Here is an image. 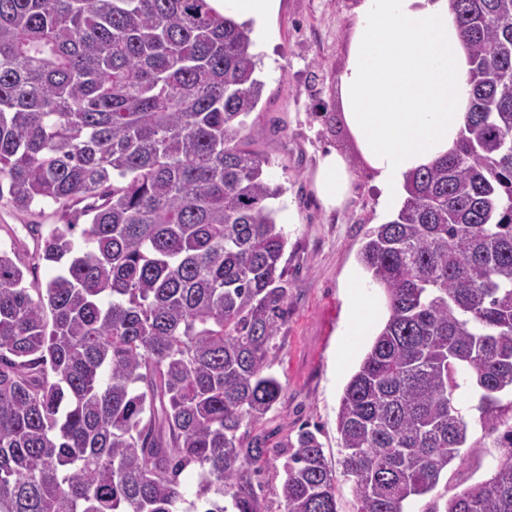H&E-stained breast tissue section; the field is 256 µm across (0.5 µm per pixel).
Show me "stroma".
Segmentation results:
<instances>
[{
	"mask_svg": "<svg viewBox=\"0 0 512 512\" xmlns=\"http://www.w3.org/2000/svg\"><path fill=\"white\" fill-rule=\"evenodd\" d=\"M355 0H281L265 31L269 50L258 56L256 76L264 84L250 129L256 150L270 151L271 174L285 188L278 221L288 238V320L269 355L282 392L278 404L250 435L280 439L303 426L318 428L325 456L337 469L342 457L337 414L343 390L387 318L384 295L370 289L375 316L367 335L350 338L345 322L350 298L345 276L359 264L366 232L381 223L377 191L363 166H356L351 199L329 213L313 190L318 154L333 146L356 157L341 112L336 75L349 41ZM333 113L325 122L324 113ZM54 206L43 214H21L0 203V248L26 239L31 223H56ZM349 357L338 362L341 348Z\"/></svg>",
	"mask_w": 512,
	"mask_h": 512,
	"instance_id": "1",
	"label": "stroma"
}]
</instances>
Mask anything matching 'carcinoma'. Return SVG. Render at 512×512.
I'll return each mask as SVG.
<instances>
[{
	"mask_svg": "<svg viewBox=\"0 0 512 512\" xmlns=\"http://www.w3.org/2000/svg\"><path fill=\"white\" fill-rule=\"evenodd\" d=\"M451 2L461 141L360 250L388 318L337 415L357 512L443 479L421 512H512V0ZM253 47L212 0H0V200L60 211L0 249V512H256L269 459L283 512H338L317 432L240 433L280 399L288 314Z\"/></svg>",
	"mask_w": 512,
	"mask_h": 512,
	"instance_id": "obj_1",
	"label": "carcinoma"
}]
</instances>
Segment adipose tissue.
<instances>
[{"label": "adipose tissue", "mask_w": 512, "mask_h": 512, "mask_svg": "<svg viewBox=\"0 0 512 512\" xmlns=\"http://www.w3.org/2000/svg\"><path fill=\"white\" fill-rule=\"evenodd\" d=\"M470 69L451 0H357L337 87L343 122L384 213L402 208L413 172L456 150ZM354 179L345 154H320L313 183L326 210L344 206Z\"/></svg>", "instance_id": "adipose-tissue-1"}]
</instances>
